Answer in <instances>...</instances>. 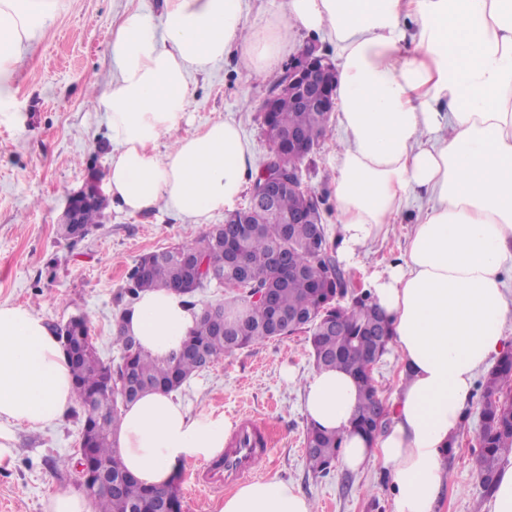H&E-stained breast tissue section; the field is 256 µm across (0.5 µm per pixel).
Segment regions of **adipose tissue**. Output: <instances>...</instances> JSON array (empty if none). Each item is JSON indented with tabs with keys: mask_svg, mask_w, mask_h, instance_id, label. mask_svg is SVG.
<instances>
[{
	"mask_svg": "<svg viewBox=\"0 0 512 512\" xmlns=\"http://www.w3.org/2000/svg\"><path fill=\"white\" fill-rule=\"evenodd\" d=\"M61 0H0V83ZM413 31H406V24ZM304 29L341 60L334 154L338 251L352 260L421 201L400 263L374 272L371 293L392 328L400 380L374 441L353 430V377L318 369L304 385L311 424L343 437L340 466L381 468L395 512H433L445 458L478 374L512 336V0H281L280 20L248 25L244 0H165L160 23L134 9L112 32L116 72L94 97L112 152L104 192L127 213L157 207L203 224L232 210L257 172L240 128L220 121L176 139L192 74L238 49L248 74L274 70ZM197 313L170 288L142 293L116 325L158 358L181 348ZM70 365L46 319L0 303V439L60 422L76 405ZM223 417L192 416L171 394L123 407L117 450L148 487L223 451ZM285 481L241 484L218 512H311Z\"/></svg>",
	"mask_w": 512,
	"mask_h": 512,
	"instance_id": "ef3b65f1",
	"label": "adipose tissue"
}]
</instances>
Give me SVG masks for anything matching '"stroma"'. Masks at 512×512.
<instances>
[{"mask_svg":"<svg viewBox=\"0 0 512 512\" xmlns=\"http://www.w3.org/2000/svg\"><path fill=\"white\" fill-rule=\"evenodd\" d=\"M128 9L156 20L163 0H64L13 65L0 96V303L31 307L52 325L86 315L107 360L119 357L113 328L128 302L123 295L127 269L143 253L193 241L206 230L162 208L132 216L110 205L102 223L82 240L72 244L57 233L68 196L109 167L108 126L91 100L112 76V31ZM274 79L271 73L247 75L237 54L226 55L194 75L187 106L191 120L163 136L160 147L203 124L231 119L250 142L256 165H263L270 145L260 109ZM339 135L332 130L302 166L331 238L336 235L333 156ZM416 216V208L405 210L386 239L358 253L352 270L360 282L404 253ZM308 350L303 332L234 350L192 377L177 395L195 415H221L231 423L243 414L253 417L269 448L260 479L293 484L315 512H394L386 473L339 467L323 476L309 471L308 420L301 405L314 369ZM287 368L294 371V382L284 380ZM480 408L475 399L467 409L458 443L446 459L448 485L435 512H484L487 499L475 467ZM82 426L83 411L76 406L56 426L15 429L0 455V512H45L50 491H77L74 470L55 469L54 462L73 455ZM203 469L190 463L179 474L185 512H217L229 493L202 485Z\"/></svg>","mask_w":512,"mask_h":512,"instance_id":"stroma-1","label":"stroma"}]
</instances>
